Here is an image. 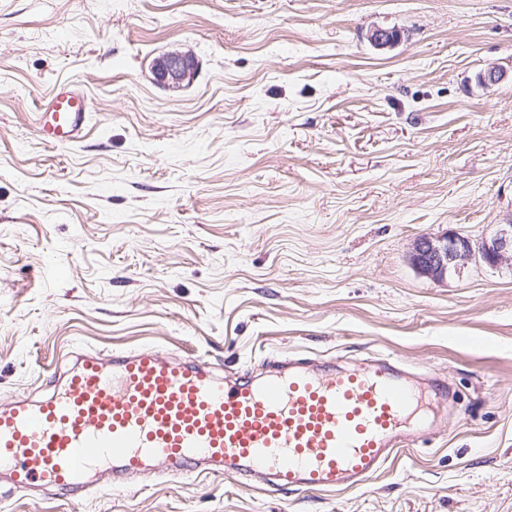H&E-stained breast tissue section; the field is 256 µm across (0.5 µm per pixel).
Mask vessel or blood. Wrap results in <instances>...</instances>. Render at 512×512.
I'll return each instance as SVG.
<instances>
[{"label": "vessel or blood", "instance_id": "b4317fda", "mask_svg": "<svg viewBox=\"0 0 512 512\" xmlns=\"http://www.w3.org/2000/svg\"><path fill=\"white\" fill-rule=\"evenodd\" d=\"M88 111L83 91L58 86L37 131L71 145ZM418 408L411 372L389 356L347 368L279 357L227 378L191 355L85 352L37 402L0 406V475L27 493H82L151 471L358 488L421 435L428 419Z\"/></svg>", "mask_w": 512, "mask_h": 512}]
</instances>
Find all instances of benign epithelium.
Here are the masks:
<instances>
[{"label":"benign epithelium","mask_w":512,"mask_h":512,"mask_svg":"<svg viewBox=\"0 0 512 512\" xmlns=\"http://www.w3.org/2000/svg\"><path fill=\"white\" fill-rule=\"evenodd\" d=\"M196 69L192 54L170 51L153 61L151 73L156 84L178 91L193 82ZM412 257L421 271L441 279L459 271L461 263L472 257L490 267L512 268V222L498 225L494 235L477 244L458 235L421 236L413 243Z\"/></svg>","instance_id":"benign-epithelium-1"}]
</instances>
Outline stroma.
<instances>
[{"label": "stroma", "instance_id": "35a3bbf8", "mask_svg": "<svg viewBox=\"0 0 512 512\" xmlns=\"http://www.w3.org/2000/svg\"><path fill=\"white\" fill-rule=\"evenodd\" d=\"M173 50L177 92L150 72ZM61 82L92 112L56 148L34 114ZM511 219L512 0H0V402L138 348L228 375L390 354L451 396L358 489L0 479V512H512V270L412 260ZM196 69L197 62L191 53L170 51L153 61L151 73L156 84L167 90L178 91L193 82Z\"/></svg>", "mask_w": 512, "mask_h": 512}]
</instances>
